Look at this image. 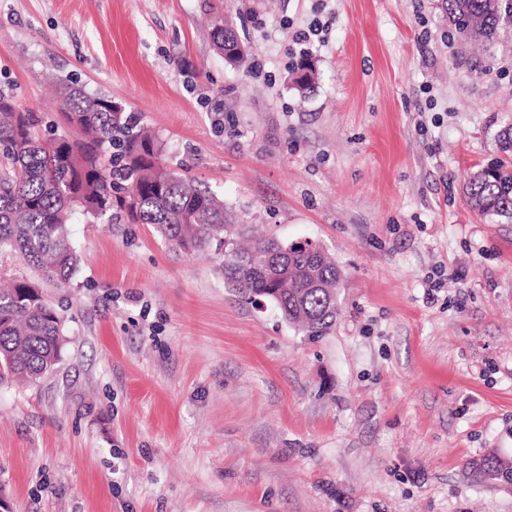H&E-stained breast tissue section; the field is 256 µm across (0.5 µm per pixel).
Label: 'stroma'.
<instances>
[{
    "label": "stroma",
    "instance_id": "35a3bbf8",
    "mask_svg": "<svg viewBox=\"0 0 512 512\" xmlns=\"http://www.w3.org/2000/svg\"><path fill=\"white\" fill-rule=\"evenodd\" d=\"M71 82L248 237L320 245L338 311L304 335L225 288L219 250L120 218L73 213L62 287L0 251L64 335L51 371L0 380L11 512H512L469 468L512 458V224L463 195L512 120V25L484 46L443 0H0V86L45 124Z\"/></svg>",
    "mask_w": 512,
    "mask_h": 512
}]
</instances>
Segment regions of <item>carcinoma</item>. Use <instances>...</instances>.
<instances>
[{
  "label": "carcinoma",
  "instance_id": "obj_1",
  "mask_svg": "<svg viewBox=\"0 0 512 512\" xmlns=\"http://www.w3.org/2000/svg\"><path fill=\"white\" fill-rule=\"evenodd\" d=\"M448 20L472 41L492 44L502 16L512 19V0H444ZM214 46L234 37L222 23L211 31ZM59 110L80 130L72 138L38 119L0 88V145L9 166L0 170V250L16 252L25 264L60 284L78 266L67 224L79 209L97 221L118 215L131 224H153L175 250L187 253L223 240L224 285L253 301L273 303L288 324L309 336L325 335L336 317L333 291L341 273L325 253L277 236L248 247L225 223L224 200L202 183L163 162L161 144L125 116L124 106L82 87L62 88ZM504 159L465 181L467 203L477 213L512 223V122L496 133ZM61 320L35 283L21 277L0 292V371L36 379L59 361ZM480 478L512 485V460L488 453L469 463Z\"/></svg>",
  "mask_w": 512,
  "mask_h": 512
}]
</instances>
